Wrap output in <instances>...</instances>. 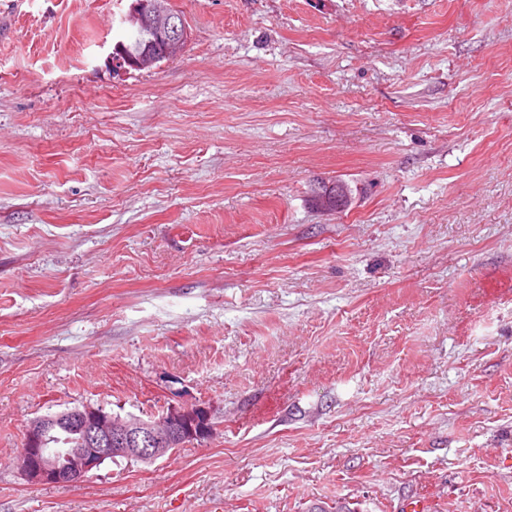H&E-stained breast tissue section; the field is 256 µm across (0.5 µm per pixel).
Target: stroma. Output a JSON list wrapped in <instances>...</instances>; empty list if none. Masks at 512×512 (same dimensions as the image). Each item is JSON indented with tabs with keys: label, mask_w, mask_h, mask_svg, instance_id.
Listing matches in <instances>:
<instances>
[{
	"label": "stroma",
	"mask_w": 512,
	"mask_h": 512,
	"mask_svg": "<svg viewBox=\"0 0 512 512\" xmlns=\"http://www.w3.org/2000/svg\"><path fill=\"white\" fill-rule=\"evenodd\" d=\"M172 5L0 0V512H512V0ZM82 405L214 430L26 481ZM128 21V22H127ZM122 22L130 27L146 30L152 37V45L156 53L146 58V64L155 67L168 56L169 45L177 42L183 43L172 57L166 61L177 58L188 39V29L171 9L169 0H137L133 2L123 16ZM334 188V191L331 193V189ZM323 197L318 201L317 207L323 209L324 212H328L333 208L332 202L336 197V209L345 208L344 205H340L345 203L346 206L351 202V192L349 186L345 182H336L335 185H328V189L325 194L321 193Z\"/></svg>",
	"instance_id": "stroma-1"
}]
</instances>
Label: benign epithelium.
Here are the masks:
<instances>
[{
    "label": "benign epithelium",
    "instance_id": "benign-epithelium-1",
    "mask_svg": "<svg viewBox=\"0 0 512 512\" xmlns=\"http://www.w3.org/2000/svg\"><path fill=\"white\" fill-rule=\"evenodd\" d=\"M122 22L147 31L152 37L155 54L146 64L155 67L168 56L169 45L184 43L188 29L177 19L170 0H135ZM351 192L344 182L336 183L334 191H326L317 207L327 211L350 204ZM69 428L80 435L79 447L67 449L60 465L42 456L34 447L37 437L55 425L59 418L39 416L27 426L17 457L21 474L30 482L71 486L98 469L107 458L152 462L171 454L186 441H204L211 436L212 422L201 406L190 409L172 408L159 416L129 419L98 412L90 407L75 409L62 415Z\"/></svg>",
    "mask_w": 512,
    "mask_h": 512
}]
</instances>
